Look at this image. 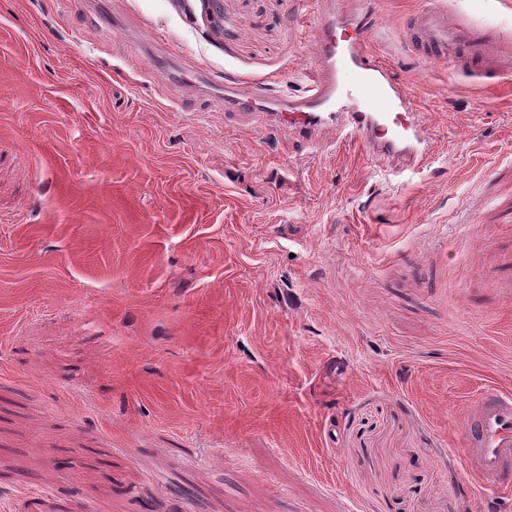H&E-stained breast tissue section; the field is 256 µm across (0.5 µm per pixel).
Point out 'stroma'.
Masks as SVG:
<instances>
[{"mask_svg":"<svg viewBox=\"0 0 512 512\" xmlns=\"http://www.w3.org/2000/svg\"><path fill=\"white\" fill-rule=\"evenodd\" d=\"M0 0V512H487L459 446L512 390V78L372 41L440 151L380 162L261 112L314 0ZM213 85L192 88L186 69Z\"/></svg>","mask_w":512,"mask_h":512,"instance_id":"obj_1","label":"stroma"}]
</instances>
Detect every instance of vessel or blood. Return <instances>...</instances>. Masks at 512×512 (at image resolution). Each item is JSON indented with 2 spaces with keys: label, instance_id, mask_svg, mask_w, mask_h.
Masks as SVG:
<instances>
[{
  "label": "vessel or blood",
  "instance_id": "obj_1",
  "mask_svg": "<svg viewBox=\"0 0 512 512\" xmlns=\"http://www.w3.org/2000/svg\"><path fill=\"white\" fill-rule=\"evenodd\" d=\"M303 23L318 50L314 77L303 94L272 96L237 77L224 81V112H270L279 124L308 137L330 129L340 144H359L375 159L421 165L437 151L412 87L370 48L379 25L371 0L341 10L320 0ZM430 60L473 67L490 82L512 73V39L500 28L450 17L442 9L416 14L408 27ZM469 474L488 506L512 492V392L490 385L462 424Z\"/></svg>",
  "mask_w": 512,
  "mask_h": 512
}]
</instances>
